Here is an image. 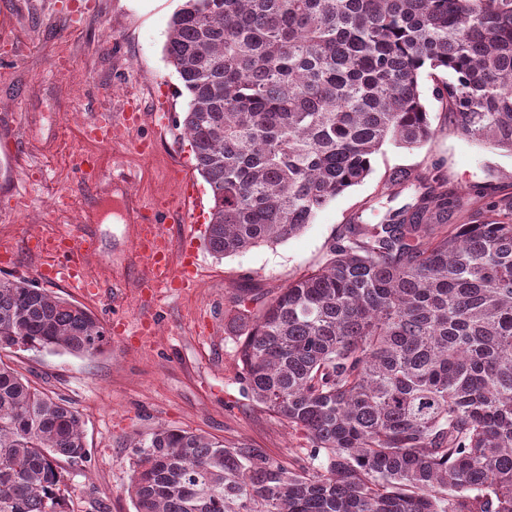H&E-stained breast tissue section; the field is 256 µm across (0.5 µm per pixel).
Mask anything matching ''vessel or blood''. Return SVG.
Masks as SVG:
<instances>
[{"label":"vessel or blood","instance_id":"1","mask_svg":"<svg viewBox=\"0 0 512 512\" xmlns=\"http://www.w3.org/2000/svg\"><path fill=\"white\" fill-rule=\"evenodd\" d=\"M192 196V191L187 190L163 205L147 207L139 213L133 249L136 255L147 261V267L138 279L139 288L192 287V279L178 272L172 263L174 247L164 225L171 212L188 209ZM27 245L31 252L44 259L38 270L42 279L62 281L72 291L81 294L96 289V282L88 280L84 271L90 252L96 248V241L83 230L41 232L29 236Z\"/></svg>","mask_w":512,"mask_h":512}]
</instances>
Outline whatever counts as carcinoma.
<instances>
[{
    "instance_id": "obj_1",
    "label": "carcinoma",
    "mask_w": 512,
    "mask_h": 512,
    "mask_svg": "<svg viewBox=\"0 0 512 512\" xmlns=\"http://www.w3.org/2000/svg\"><path fill=\"white\" fill-rule=\"evenodd\" d=\"M166 51L221 258L300 232L385 144L435 136L426 68L448 123L512 154V0H183ZM389 188L413 202L355 214L323 267L229 323L247 393L310 462L159 427L131 444L135 512H512V192ZM106 345L86 308L0 277V350ZM86 457L78 410L0 360V512H65L59 461Z\"/></svg>"
}]
</instances>
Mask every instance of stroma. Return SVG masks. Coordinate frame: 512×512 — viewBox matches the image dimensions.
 Segmentation results:
<instances>
[{
  "mask_svg": "<svg viewBox=\"0 0 512 512\" xmlns=\"http://www.w3.org/2000/svg\"><path fill=\"white\" fill-rule=\"evenodd\" d=\"M84 2L0 0V20L10 22L9 29L0 28V237L18 244L7 278L34 283L41 259L27 247L29 226L87 225L99 243L88 270L103 293L77 295L61 283L47 289L92 311L109 344L93 358L23 348L0 356L82 416L88 456L70 470L67 512H134L127 444L161 426L260 448L286 465L308 456L304 434L243 390L235 344L224 327L240 295L271 298L322 267L329 242L354 213L373 221L364 206L381 198L394 171L439 175L452 194L475 186L512 189V154L450 129L433 96V79L422 77L437 129L431 140L413 149L383 146L362 183L287 240L217 258L205 245L211 194L182 125L187 92L165 53L180 0H96L93 9ZM130 108L139 115L131 127L119 122ZM98 112L117 119L110 142L83 135L85 122ZM74 141L97 158L100 184H87L70 164L67 149ZM144 141L150 153L139 151ZM182 179L194 185L197 199L168 222L167 231L174 264H181L183 253L194 256L197 285L165 288L154 297L139 293L144 262L131 254L134 226L125 209L173 196ZM53 196L72 201V209L53 210Z\"/></svg>",
  "mask_w": 512,
  "mask_h": 512,
  "instance_id": "35a3bbf8",
  "label": "stroma"
}]
</instances>
